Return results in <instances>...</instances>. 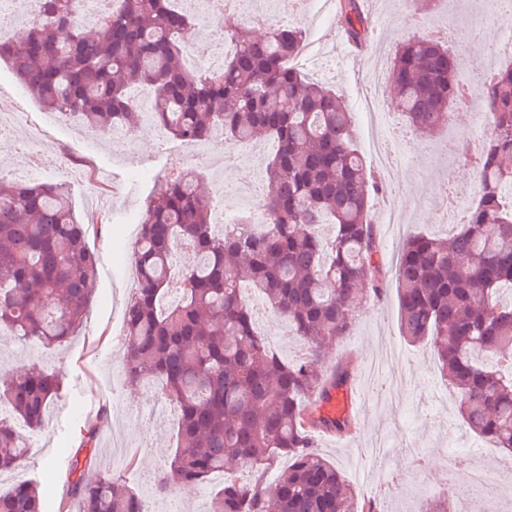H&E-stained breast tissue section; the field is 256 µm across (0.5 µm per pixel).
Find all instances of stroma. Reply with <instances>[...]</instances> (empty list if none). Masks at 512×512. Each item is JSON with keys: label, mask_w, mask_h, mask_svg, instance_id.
<instances>
[{"label": "stroma", "mask_w": 512, "mask_h": 512, "mask_svg": "<svg viewBox=\"0 0 512 512\" xmlns=\"http://www.w3.org/2000/svg\"><path fill=\"white\" fill-rule=\"evenodd\" d=\"M362 6L374 26L364 50L356 54L341 36L336 0H316L297 15L306 40L299 58L301 71L340 95L351 114L356 147L385 187L384 194L372 199L369 215L386 291L381 298L367 299L349 335L328 347L330 359H351L353 390L363 394L365 402L354 408L350 441L319 435L315 442L352 482L360 499H377L378 512H424L430 502L453 506L462 499L469 500L472 512H483L480 493L450 476L449 466L455 454L468 451L485 465L500 467L504 460L498 448L472 433L461 419L430 345L411 344L401 337L396 271L398 249L409 236L447 237L464 222L480 185L476 171L459 160L452 147L461 137L478 147L490 128L475 110L456 112L451 126L425 140L412 138V149L400 164L385 169L371 155V131L362 102L389 89V66L397 46L433 28L467 24L462 76L511 64L512 54L503 47L512 35V12L499 8L471 15L465 0H427L418 12L405 9L401 0H362ZM0 108L43 118L46 129L37 160L27 150L31 133L25 127H14V139L0 140V177L13 178L17 169L35 163L40 179L65 182L74 213L88 225V244L98 257L87 318L68 346L47 349L0 336V376L36 366L63 380L41 428L25 434V459L16 469L0 473V491L33 481L39 485L43 512H71L66 487L70 459L87 426L97 423L104 412L105 427L119 443L98 442L99 470L135 490L155 512H206L214 491L224 483L223 475H213L195 488L175 489L164 498L155 495L154 482L176 448V412L148 418L149 401L141 389L127 386L121 366L124 313L134 288L131 253L146 200L160 176L198 166V159L183 155L178 141L158 135L149 124L139 126L131 150L112 151L105 138L83 133L80 124L44 114L4 65ZM83 157L96 172L110 177L97 193L88 191L87 173L79 163ZM393 206L401 215L397 224L385 221ZM255 310L261 331L277 353L287 358L300 350V341L289 336L282 317L262 303ZM375 443L381 444L380 453H370ZM413 448L431 458V465L412 467Z\"/></svg>", "instance_id": "obj_1"}]
</instances>
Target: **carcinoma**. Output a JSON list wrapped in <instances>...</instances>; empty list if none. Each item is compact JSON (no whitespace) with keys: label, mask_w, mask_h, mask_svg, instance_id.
I'll list each match as a JSON object with an SVG mask.
<instances>
[{"label":"carcinoma","mask_w":512,"mask_h":512,"mask_svg":"<svg viewBox=\"0 0 512 512\" xmlns=\"http://www.w3.org/2000/svg\"><path fill=\"white\" fill-rule=\"evenodd\" d=\"M37 10L0 62L48 112L77 118L103 135L149 119L182 143L205 144L217 127L232 143H275L259 203L269 222L246 213L222 232L211 223L212 197L200 173L168 174L150 194L132 252L135 294L125 314L126 381L164 383L161 397L178 411L177 448L155 484L167 496L224 472L228 460L256 475L224 479L210 512H376L360 502L344 474L314 443L351 421L316 413L332 389L348 383L349 362L329 378L326 347L349 335L368 293L379 295L369 203L384 192L356 150L351 117L336 91L289 65L304 33L288 18L255 39L225 20L216 29L224 69H190L184 56L201 18L178 0H116L87 31L76 0H34ZM337 21L356 46L370 35L360 0H339ZM460 56L442 36L403 42L392 60V104L414 132L449 125L465 92ZM153 89L150 117L131 86ZM493 131L473 163L481 194L451 237L415 234L403 242L397 269L400 331L428 341L455 390L460 416L476 435L512 455V65L480 75ZM197 261L180 266L176 248ZM97 257L74 217L62 182L0 179V335L64 345L83 325ZM262 295L305 346L298 358L274 354L256 331L246 288ZM62 379L40 368L15 372L0 391L29 427H39ZM87 427L81 459L72 456L69 497L78 512H145L142 499L97 472ZM27 453L13 423L0 417V473ZM288 467L273 485L264 473ZM0 512H42L36 484L0 492Z\"/></svg>","instance_id":"obj_1"}]
</instances>
